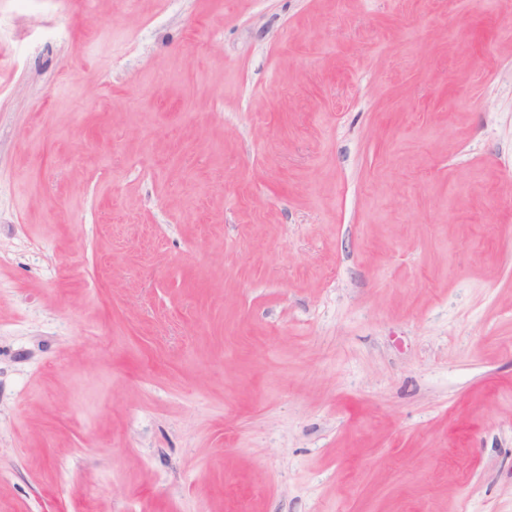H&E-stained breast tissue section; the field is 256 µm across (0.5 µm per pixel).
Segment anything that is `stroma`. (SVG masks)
Listing matches in <instances>:
<instances>
[{
    "instance_id": "1",
    "label": "stroma",
    "mask_w": 512,
    "mask_h": 512,
    "mask_svg": "<svg viewBox=\"0 0 512 512\" xmlns=\"http://www.w3.org/2000/svg\"><path fill=\"white\" fill-rule=\"evenodd\" d=\"M0 512H512V0H0Z\"/></svg>"
}]
</instances>
